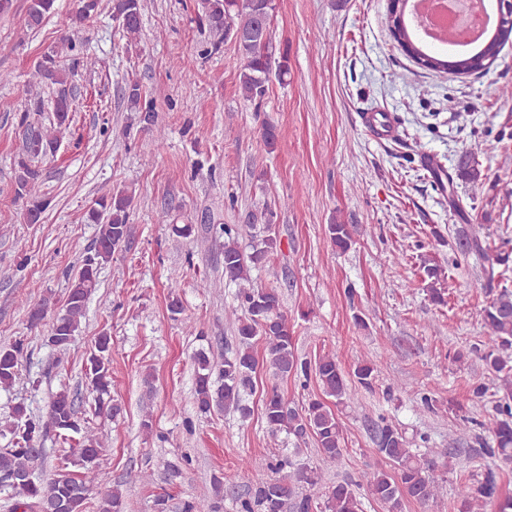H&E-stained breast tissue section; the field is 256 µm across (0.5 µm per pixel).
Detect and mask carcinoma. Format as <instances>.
<instances>
[{
    "instance_id": "carcinoma-1",
    "label": "carcinoma",
    "mask_w": 512,
    "mask_h": 512,
    "mask_svg": "<svg viewBox=\"0 0 512 512\" xmlns=\"http://www.w3.org/2000/svg\"><path fill=\"white\" fill-rule=\"evenodd\" d=\"M57 0H28L25 25L34 31L56 10ZM112 18L118 21L127 46L138 44L142 28V16L148 8L147 0H110ZM204 19L214 37V46L234 39L243 64L239 74L242 95L247 100L262 98L271 78L279 81L288 76L287 61L275 57L271 22L275 10L274 0H202ZM105 9L101 0H78L74 22L82 23ZM390 31L402 50L424 68L439 73L458 75L478 74L489 67L495 58L494 43L476 48L453 61L448 56L433 51L426 52L408 29L403 10L388 9ZM71 67L62 60V52L51 50L38 62L32 74L37 83L54 89L51 100L52 122L45 126L20 116L24 127L23 150L15 160V199L22 201L24 218L29 224L40 222L49 207V198L42 192L43 168L40 163L54 153L60 143L58 133L70 127L72 97L69 77ZM130 109L139 113V122L156 133L157 145L165 143L162 129L157 124L152 107H140L142 98L138 84H130L125 93ZM457 176L477 181L481 177L472 153H465L458 166ZM132 195L125 190H105L86 212V222L98 226L92 247L82 257L81 268L68 286L64 312L53 319L48 343L67 350L75 342L85 317L86 306L92 292L98 286V274L102 265L112 260V255L126 242L130 232ZM224 234V276L243 283L237 292V308L231 310L236 322L237 350L219 364L199 353L195 356L194 403L197 412L205 416L213 407L226 410L241 409V392L252 387V374L259 362L253 350L256 337L266 340V363L281 377L293 375L308 379L310 372L321 387L323 397L308 402L304 412L289 405L277 388L266 394L263 414L271 433L284 432L303 439L312 436L320 452L321 464L315 467L300 466L281 477L279 473L290 466L286 459L273 461H249L252 490L246 496L236 498V512H362V502L356 489L385 509V512H402L408 500L426 504L443 493V480L435 475L433 460L408 448L402 432L386 418H380L374 430L377 451L392 464L393 469H372L363 472L356 484L338 482L317 501L299 488H316L322 473L336 466L343 456L345 424L335 408L351 403L346 377L330 354L318 356L310 363L295 354V336L288 318L281 311L280 295L275 288H259L251 285V268L264 260L276 240H262V247L249 255L238 245L240 227L222 224ZM333 245L345 251L350 246L349 225L336 223L327 226ZM456 251L467 257L476 255L487 262L484 274L487 283L504 279L512 261V253L498 251L488 253L474 229L465 227L457 231ZM503 270H498V267ZM422 269L428 280L432 301L444 302L445 271L427 257ZM481 324L485 331L480 343L472 351L481 354L487 367L501 378V392L494 406V414L486 421L472 416L463 421L490 433L491 440L475 435L483 455L489 458L512 459V291L503 289L489 305L481 310ZM111 336L102 331L96 336L94 349L86 358L84 377L86 386L95 394V412L116 416L121 407L112 402ZM25 343L17 339L0 348V387H10L20 374ZM352 376L356 383L373 390L379 377V366L374 361L359 360ZM335 399L329 406L326 399ZM14 422L8 427L12 447L0 449V483L13 491L14 512H84L85 501L91 487L99 479L100 437L81 424L75 398L62 389L51 399L46 417L32 416L23 406L13 409ZM58 433L81 435L72 457H63L52 477L47 481L36 479L34 465L43 457L44 449L39 441L49 430ZM80 470L73 471L71 467ZM459 512H480L485 504L498 501V512H512V498L499 496L497 475L487 469L483 477L461 483L456 488Z\"/></svg>"
}]
</instances>
